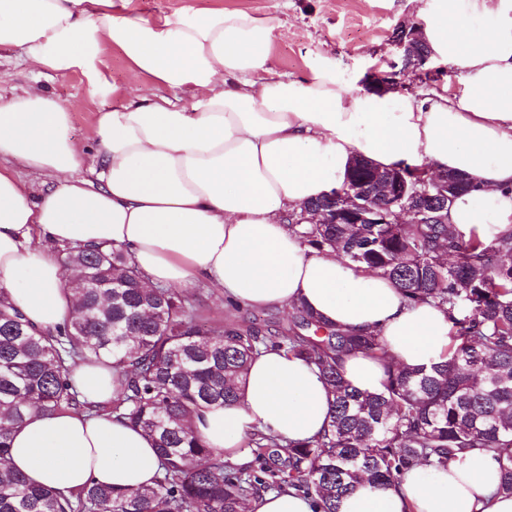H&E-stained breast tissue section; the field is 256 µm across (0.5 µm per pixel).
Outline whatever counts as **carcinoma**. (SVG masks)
Segmentation results:
<instances>
[{
    "label": "carcinoma",
    "instance_id": "cac0c4a2",
    "mask_svg": "<svg viewBox=\"0 0 512 512\" xmlns=\"http://www.w3.org/2000/svg\"><path fill=\"white\" fill-rule=\"evenodd\" d=\"M376 171L357 158L347 179ZM333 206L329 195L306 203L291 230L310 250L391 279L408 301L435 302L451 323L440 362L397 364L379 336L344 333L296 307L288 327L274 332L202 323L182 290L144 287L123 249L64 246L58 261L76 284L66 326L39 331L0 300V512H242L248 498L286 486L314 497L318 512H339L360 478L388 485L417 464L444 467L474 448L495 452L499 492L512 495V234L466 236L430 212L407 224L304 219ZM269 347L318 369L333 396L329 420L295 443L250 432L243 449L251 461L237 466L209 448L191 420L236 402L250 361ZM358 352L385 367L383 390L346 383L341 357ZM102 358L112 360L116 391L100 404L82 396L71 372ZM78 408L150 436L162 461L154 483L134 490L91 483L65 496L4 466L11 434L29 412Z\"/></svg>",
    "mask_w": 512,
    "mask_h": 512
}]
</instances>
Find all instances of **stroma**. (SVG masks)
<instances>
[{
    "mask_svg": "<svg viewBox=\"0 0 512 512\" xmlns=\"http://www.w3.org/2000/svg\"><path fill=\"white\" fill-rule=\"evenodd\" d=\"M188 7L245 8L261 16H276L280 25L270 46L276 74L299 77L313 62L330 58L336 60L340 77L363 91L375 70L402 69V53L392 38L397 25L421 23L417 0H128L130 14L150 20ZM428 67L434 70V78L405 71L397 94L422 99L445 84L460 88L462 72L455 65L432 60ZM100 69L115 86V93L102 94L78 70L64 75L36 74L15 50L0 57V87L36 85L52 94L71 112L73 138L86 144L100 110L120 103L129 94L153 90L148 79L132 77L124 55L116 48L104 52ZM188 292L198 300L202 314L216 319L255 320L272 327L287 324L289 319L285 308L231 309L201 285L189 287Z\"/></svg>",
    "mask_w": 512,
    "mask_h": 512,
    "instance_id": "stroma-1",
    "label": "stroma"
}]
</instances>
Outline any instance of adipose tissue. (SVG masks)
<instances>
[{"instance_id":"1","label":"adipose tissue","mask_w":512,"mask_h":512,"mask_svg":"<svg viewBox=\"0 0 512 512\" xmlns=\"http://www.w3.org/2000/svg\"><path fill=\"white\" fill-rule=\"evenodd\" d=\"M420 36L432 58L453 62L462 87L417 100L356 91L323 58L301 77H270L275 18L247 9H185L155 20L123 15L115 0H0V53L23 49L38 71L85 73L100 91L104 47L131 73L180 90L179 104L136 96L101 112L93 154L71 134V114L38 87L0 96V288L32 325L57 330L72 317L64 273L33 235L59 244L126 250L146 285L208 284L225 302L252 309L311 310L327 325L377 333L402 364L431 365L448 350L450 322L433 304L411 303L387 277L335 253L302 247L288 227L305 202L340 186L351 162L428 166L475 188L459 195L450 229L485 238L512 231V0H497L492 28L468 20L486 0H419ZM46 178L32 193L15 175ZM347 383L378 392V362L342 360ZM78 389L112 398V362L79 364ZM332 397L318 370L276 349L252 359L236 403L193 421L208 447L237 464L257 429L292 441L321 431ZM9 467L61 492L95 481L151 483L160 469L153 440L114 417L29 414L12 435ZM493 452L473 449L448 467L420 465L401 480L357 485L340 512H512L499 493ZM288 489L251 499L246 512H315Z\"/></svg>"}]
</instances>
